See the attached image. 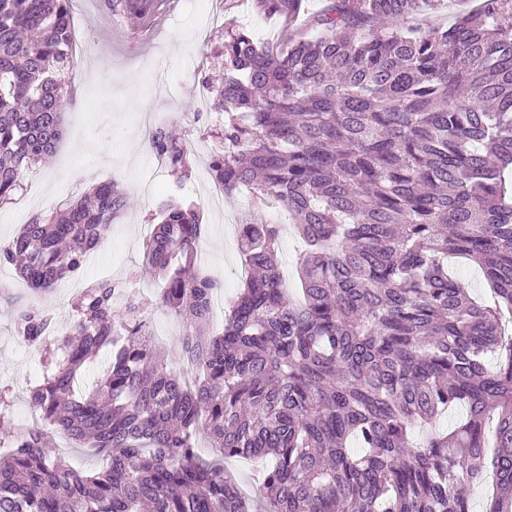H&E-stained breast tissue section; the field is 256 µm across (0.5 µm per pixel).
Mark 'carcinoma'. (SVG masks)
Masks as SVG:
<instances>
[{"instance_id": "cac0c4a2", "label": "carcinoma", "mask_w": 512, "mask_h": 512, "mask_svg": "<svg viewBox=\"0 0 512 512\" xmlns=\"http://www.w3.org/2000/svg\"><path fill=\"white\" fill-rule=\"evenodd\" d=\"M433 0H330L314 39L265 49L224 30L222 76L205 84L224 115L210 170L287 210L306 243L303 298L282 288L281 225L244 224L250 275L211 327L218 281L196 266L199 209L169 198L145 247L162 302L184 323L191 383L167 369L144 308L115 310L120 286L83 290L71 335L31 309L25 342L61 358L29 404L77 448L106 457L94 473L44 452L48 432L20 435L0 412V512H253L218 461L196 453L204 431L224 457H270L260 512H470V489L495 475L487 512H512V0H480L446 28L408 23ZM144 22L165 0H121ZM293 14L300 0H258ZM69 0H0V205L23 172L55 151L72 98ZM153 153L189 179L166 128ZM131 205L112 183L57 213H37L5 246L37 290L73 276ZM474 261L492 294L477 304L448 276ZM112 361L89 390V357ZM465 410L454 430L413 446L416 424ZM496 418L493 452L485 427ZM363 453L355 455L350 446Z\"/></svg>"}]
</instances>
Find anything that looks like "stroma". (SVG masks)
Here are the masks:
<instances>
[{
	"instance_id": "35a3bbf8",
	"label": "stroma",
	"mask_w": 512,
	"mask_h": 512,
	"mask_svg": "<svg viewBox=\"0 0 512 512\" xmlns=\"http://www.w3.org/2000/svg\"><path fill=\"white\" fill-rule=\"evenodd\" d=\"M72 25L84 41L75 49L70 77L73 101L65 114V136L48 163L24 176L26 191L0 207V244L8 243L34 213L78 199L101 182H115L131 198L110 236L89 254L80 271L49 291H35L13 266L0 264V393L9 399L14 425L32 426L40 417L28 405L30 388L42 377L44 353L25 345L15 331L21 311L37 308L50 315L59 333H68L80 293L88 283H119L126 298L144 302L158 347L175 351L181 323L159 302L162 283L143 272L145 244L159 222L158 205L174 189L167 167L157 164L147 136L164 126L184 139L191 162L185 191L208 205L206 232L197 252L201 272L221 282L213 324L224 325L225 300L239 288L238 232L244 224H280L284 231L278 259L284 280L295 285L300 244L287 213L259 208L248 189L210 200V152L199 150L217 116L200 108L197 90L219 73L216 56L225 24L250 32L261 43L282 40L283 22L260 10L256 0H166L164 8L132 26L111 0H72Z\"/></svg>"
}]
</instances>
